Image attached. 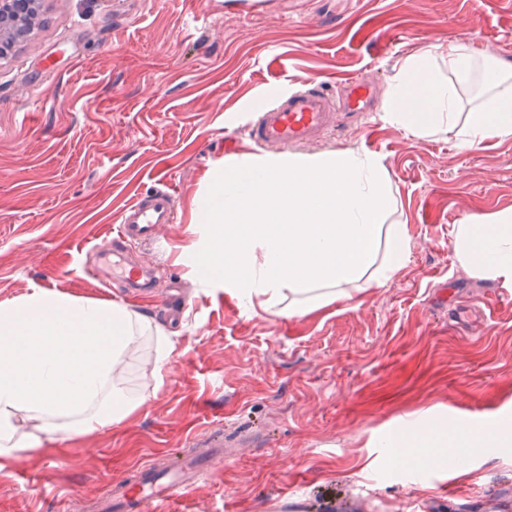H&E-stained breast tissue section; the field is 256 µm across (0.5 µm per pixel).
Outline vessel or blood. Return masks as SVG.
<instances>
[{
    "mask_svg": "<svg viewBox=\"0 0 512 512\" xmlns=\"http://www.w3.org/2000/svg\"><path fill=\"white\" fill-rule=\"evenodd\" d=\"M375 94V84L363 77L342 81L333 93L312 82L277 97L246 123L244 133L258 153L305 146L340 126L343 118L364 115ZM175 210L176 194L168 182H158L137 195L121 213L111 248L96 253V271L107 282L121 285L128 295L150 296V270L132 263L130 248L156 242L158 226L171 223ZM223 458L220 447L199 453L188 448L177 456L170 470L157 471L149 462L129 468L95 496L97 512H148L149 508L175 503L208 475L213 462Z\"/></svg>",
    "mask_w": 512,
    "mask_h": 512,
    "instance_id": "b4317fda",
    "label": "vessel or blood"
}]
</instances>
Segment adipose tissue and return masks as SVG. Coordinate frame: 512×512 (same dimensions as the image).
<instances>
[{
    "mask_svg": "<svg viewBox=\"0 0 512 512\" xmlns=\"http://www.w3.org/2000/svg\"><path fill=\"white\" fill-rule=\"evenodd\" d=\"M481 82L477 108L461 113L463 88ZM392 124L420 138L452 136L461 146L512 137V66L480 59L466 43L407 55L390 82ZM381 158L354 150L244 161L225 169L207 211L210 240L199 266L250 312L296 317L384 286L407 264L408 225ZM458 266L512 288V212L454 225ZM154 343L161 379L174 347L146 315L112 301L35 290L0 303V463L43 440L89 434L132 415L146 394L125 385L128 363ZM392 462L423 449L430 466L466 469L463 448H511L512 419L473 428L413 418L376 440Z\"/></svg>",
    "mask_w": 512,
    "mask_h": 512,
    "instance_id": "obj_1",
    "label": "adipose tissue"
}]
</instances>
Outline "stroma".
<instances>
[{
  "label": "stroma",
  "mask_w": 512,
  "mask_h": 512,
  "mask_svg": "<svg viewBox=\"0 0 512 512\" xmlns=\"http://www.w3.org/2000/svg\"><path fill=\"white\" fill-rule=\"evenodd\" d=\"M44 0L41 25L0 59V302L42 288L107 300L84 272L122 210L157 178L178 201L157 234L155 302L171 336L164 382L150 355L128 387L149 400L121 423L59 434L0 468V512L44 492L84 504L128 466L194 447L211 428L228 455L175 512H512V447L472 452L467 472L391 464L378 435L442 412L512 416V289L455 262V224L512 211V138L464 148L421 139L383 110L303 147L378 154L412 259L390 282L303 317L247 312L197 260L200 207L227 142L249 151L250 114L302 80L365 76L386 89L415 51L466 42L512 64V0Z\"/></svg>",
  "instance_id": "35a3bbf8"
}]
</instances>
